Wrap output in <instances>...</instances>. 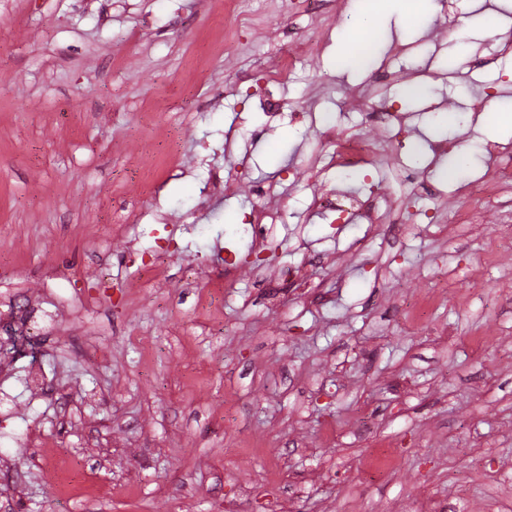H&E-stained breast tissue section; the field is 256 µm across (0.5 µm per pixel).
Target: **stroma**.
<instances>
[{
    "mask_svg": "<svg viewBox=\"0 0 512 512\" xmlns=\"http://www.w3.org/2000/svg\"><path fill=\"white\" fill-rule=\"evenodd\" d=\"M364 12L0 0V294L43 311L36 352L0 356V512H512V159L484 151L512 131L483 129L512 115V0ZM294 37L309 53L268 87ZM364 99L402 113L412 154ZM328 124L372 144L352 177L319 159ZM470 182L505 206L449 223ZM333 193L375 194L377 232L314 207ZM152 257L165 287L138 280ZM72 458L94 496L58 493Z\"/></svg>",
    "mask_w": 512,
    "mask_h": 512,
    "instance_id": "obj_1",
    "label": "stroma"
}]
</instances>
